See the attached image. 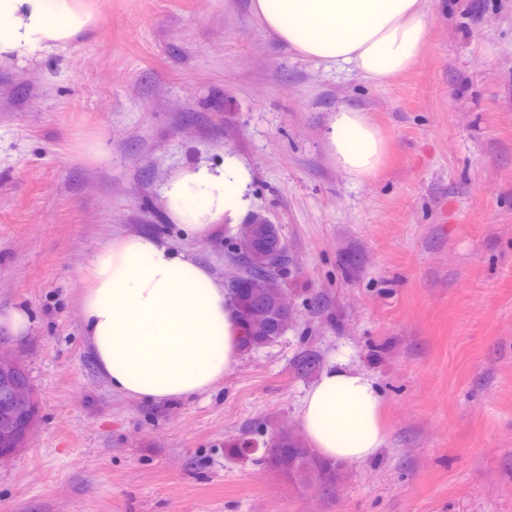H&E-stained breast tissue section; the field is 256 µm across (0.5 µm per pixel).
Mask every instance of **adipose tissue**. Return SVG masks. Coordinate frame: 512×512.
I'll list each match as a JSON object with an SVG mask.
<instances>
[{
  "label": "adipose tissue",
  "mask_w": 512,
  "mask_h": 512,
  "mask_svg": "<svg viewBox=\"0 0 512 512\" xmlns=\"http://www.w3.org/2000/svg\"><path fill=\"white\" fill-rule=\"evenodd\" d=\"M263 27L325 69L381 83L409 70L427 40V0H252ZM96 24L87 0H0V64L41 59ZM325 139L355 180L382 166L386 142L371 116L342 106ZM251 165L233 150L186 165L161 199L186 235L234 228L255 210ZM80 318L89 355L114 393L144 401L192 398L231 372L240 324L223 282L195 257L154 235L101 243L82 273ZM374 378L338 359L302 398L297 420L326 460L362 463L386 443Z\"/></svg>",
  "instance_id": "1"
}]
</instances>
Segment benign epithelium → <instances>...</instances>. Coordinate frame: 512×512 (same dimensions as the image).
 Instances as JSON below:
<instances>
[{
    "mask_svg": "<svg viewBox=\"0 0 512 512\" xmlns=\"http://www.w3.org/2000/svg\"><path fill=\"white\" fill-rule=\"evenodd\" d=\"M37 423L34 387L22 358L0 350V466L28 447Z\"/></svg>",
    "mask_w": 512,
    "mask_h": 512,
    "instance_id": "7a95c632",
    "label": "benign epithelium"
}]
</instances>
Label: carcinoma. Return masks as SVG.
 I'll list each match as a JSON object with an SVG mask.
<instances>
[{"instance_id":"1","label":"carcinoma","mask_w":512,"mask_h":512,"mask_svg":"<svg viewBox=\"0 0 512 512\" xmlns=\"http://www.w3.org/2000/svg\"><path fill=\"white\" fill-rule=\"evenodd\" d=\"M236 250L248 268L250 285L239 291L228 288L240 316L243 347L258 348L281 336L286 323L279 309L282 292L281 273L271 269L274 258L281 257L280 268L288 265V251L275 224L257 217L240 225ZM267 465L296 485L318 487L330 495L340 478L336 463L322 460L294 433L282 431L278 450L265 455Z\"/></svg>"}]
</instances>
